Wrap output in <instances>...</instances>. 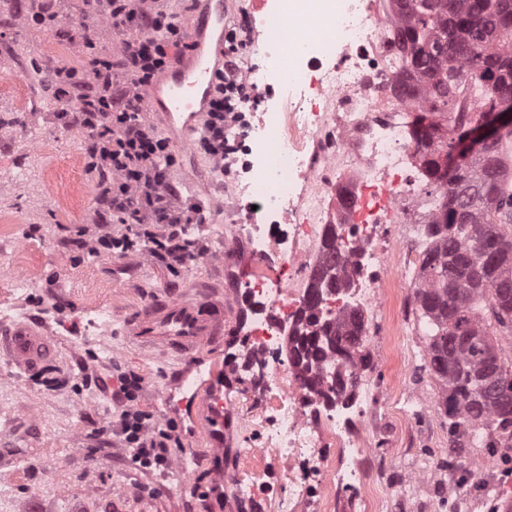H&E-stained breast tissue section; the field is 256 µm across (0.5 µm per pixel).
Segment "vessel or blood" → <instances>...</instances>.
<instances>
[{"label": "vessel or blood", "mask_w": 512, "mask_h": 512, "mask_svg": "<svg viewBox=\"0 0 512 512\" xmlns=\"http://www.w3.org/2000/svg\"><path fill=\"white\" fill-rule=\"evenodd\" d=\"M204 2L185 33L181 62L163 70L146 92L151 116L184 147L207 109L224 44V0ZM226 319L223 301L200 292L156 301L127 323L136 341L183 358V367L160 395L172 414L189 421L198 407H205L206 425L218 451L224 445V367L214 363L203 368L199 354L223 345ZM0 357L31 375L53 361L55 347L41 326L19 323L0 333Z\"/></svg>", "instance_id": "b4317fda"}]
</instances>
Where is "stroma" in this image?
<instances>
[{
  "label": "stroma",
  "mask_w": 512,
  "mask_h": 512,
  "mask_svg": "<svg viewBox=\"0 0 512 512\" xmlns=\"http://www.w3.org/2000/svg\"><path fill=\"white\" fill-rule=\"evenodd\" d=\"M75 0H56L61 15L52 32L23 27L17 0H0V328L16 321L46 323L57 357L41 374L27 375L0 359V512H276L288 486L283 462L241 456L261 437L246 410L228 411L224 458L215 461L206 426L183 430L195 461L148 473L136 468L107 426L120 407L113 367L145 379L140 401L158 425L170 421L158 395L177 360L144 349L123 333L125 322L151 300L177 297L196 281L222 284L224 306L235 310L239 290L225 267V210L244 202L219 203L217 178L197 148L177 150L172 178L208 215L189 232L204 253L178 274L148 255H92L80 245L79 229L92 222L97 177L85 168L87 139L58 119L48 94L27 79L33 66L84 65L69 32ZM403 229L384 224L380 237L393 267L384 301L365 315L371 367L368 411L355 428L364 440L369 492L336 490L330 498L311 493L299 512H449L442 492L424 487L399 496L413 469L446 475L460 466L471 473L469 512H503L502 494L512 484V448L451 449L442 387L425 370L427 342L415 302L417 277L398 274ZM107 313V328L94 327ZM258 468L262 490L241 499L221 475Z\"/></svg>",
  "instance_id": "obj_1"
}]
</instances>
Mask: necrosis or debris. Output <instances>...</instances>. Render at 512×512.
Segmentation results:
<instances>
[{
  "mask_svg": "<svg viewBox=\"0 0 512 512\" xmlns=\"http://www.w3.org/2000/svg\"><path fill=\"white\" fill-rule=\"evenodd\" d=\"M314 34L295 40L277 26L293 9V0H274L253 21L264 63L252 54L239 57L244 80L264 92L257 110L229 124L226 138L238 150L224 163V191L235 200H251L254 209L233 232L249 258L280 262L248 284L249 294L274 308L277 319L255 317L247 334L256 347L255 365L267 383L253 405L264 445L250 449L287 462L292 489L278 502L279 512H295L308 486L302 466L325 478L326 490H362L361 462L366 450L350 431L365 413L351 388L317 392L305 386L294 365L292 342L304 323L305 293L294 285L299 269L314 270L324 260L323 243L336 234L351 262L347 287L324 293L327 317L365 309L378 295L371 277L383 264L375 233L386 223L390 205H398L405 235L420 237L443 208L440 189L426 190L407 180L419 153L412 116L434 111L425 87L414 83L405 101H389L386 92L404 70L393 43L400 23L395 0H342ZM362 197L371 192L363 221L342 204V192ZM334 440L336 458L319 454Z\"/></svg>",
  "mask_w": 512,
  "mask_h": 512,
  "instance_id": "4bbe7bcc",
  "label": "necrosis or debris"
}]
</instances>
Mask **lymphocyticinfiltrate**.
Listing matches in <instances>:
<instances>
[{
  "instance_id": "lymphocytic-infiltrate-1",
  "label": "lymphocytic infiltrate",
  "mask_w": 512,
  "mask_h": 512,
  "mask_svg": "<svg viewBox=\"0 0 512 512\" xmlns=\"http://www.w3.org/2000/svg\"><path fill=\"white\" fill-rule=\"evenodd\" d=\"M249 33L246 19L224 30V65L197 141L219 175L235 151L224 135L226 122L240 121L246 102L262 96L237 73L236 59L249 44ZM184 37L167 0H83L70 39L80 48L85 65L50 69L55 89L75 100L73 110L58 117L88 131L87 168L99 178L95 218L80 230L88 253L145 252L175 273L203 251L188 227L205 223L204 211L172 182L176 156L169 139L149 120L145 101L155 77L179 61ZM111 40L115 53L100 51V43ZM113 375L115 396L123 403L115 432L129 449L131 462L146 472L166 470L173 449L182 445L177 426H159L139 408L141 375L118 369Z\"/></svg>"
}]
</instances>
